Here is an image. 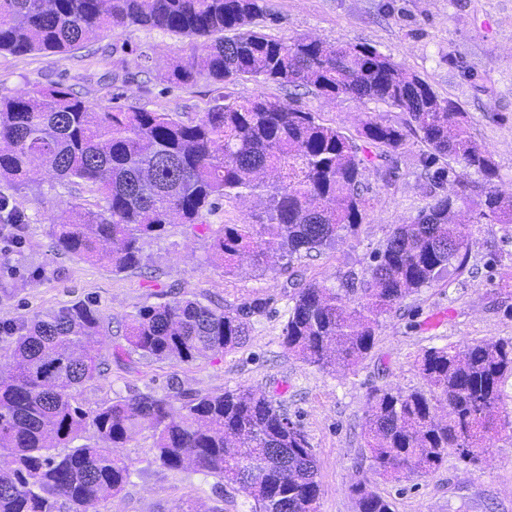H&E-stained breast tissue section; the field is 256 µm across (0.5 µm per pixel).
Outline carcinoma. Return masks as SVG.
<instances>
[{
  "mask_svg": "<svg viewBox=\"0 0 512 512\" xmlns=\"http://www.w3.org/2000/svg\"><path fill=\"white\" fill-rule=\"evenodd\" d=\"M268 0H0V52L66 54L106 29L140 26L188 38L192 63L167 75L175 87L195 75L215 82L253 80L304 88L407 115L399 126L374 117L356 133L324 124L296 101L258 94L224 95L185 122L165 112L115 106L96 111L56 84L33 95L0 98V178L21 188L40 168L59 182L100 195L98 210L74 204L50 225L55 247L122 273L142 267L145 239L171 224L206 225L219 201L257 195L255 222L226 224L211 248L224 272L245 258L261 270L276 257L287 269L302 254L335 245L363 220L362 182L408 134L429 150L423 161L450 158L483 174L488 187L451 182L409 224L398 225L372 256L369 278L342 277V288L291 282L293 305L283 344L306 362L356 365L374 345L378 317L436 281L466 267L469 225L512 224V190L493 183L494 162L462 120L418 74L364 43L290 40L255 27ZM268 302L235 306L175 299L138 308L126 318V346L115 352L189 363L242 348L250 320ZM15 346L0 355V512H89L129 481L116 449L149 430L153 460L179 470L191 462L241 492L249 512H319L318 464L298 421L249 388L171 395L137 390L89 414L79 387L104 373L99 311L82 302L38 314L9 328ZM426 388L374 386L367 393L364 440L371 471L401 483L438 469L453 451L476 462L499 426L501 385L512 377V338L429 347L418 358ZM88 426L99 442L72 446ZM65 452H59V449ZM358 512H394L367 479L350 486Z\"/></svg>",
  "mask_w": 512,
  "mask_h": 512,
  "instance_id": "carcinoma-1",
  "label": "carcinoma"
}]
</instances>
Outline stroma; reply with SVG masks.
<instances>
[{"label": "stroma", "instance_id": "stroma-1", "mask_svg": "<svg viewBox=\"0 0 512 512\" xmlns=\"http://www.w3.org/2000/svg\"><path fill=\"white\" fill-rule=\"evenodd\" d=\"M269 7L275 21L267 33L369 44L419 74L440 98L458 102L473 138L492 157L497 184L512 189V0H269ZM189 55L188 38L140 26L104 32L65 58L4 52L0 97L61 83L101 108L118 103L187 121L226 93L288 96L274 85L251 80L224 85L204 74L189 87L167 89V73ZM295 96L325 123L347 132L370 113L392 122L405 119L382 104L328 99L301 88ZM426 151L419 139L408 137L389 159L396 169L391 183L366 171L369 207L361 224L344 233L334 248L302 256L286 271H262L246 262L228 274L213 257L212 239L225 225L251 222L262 213L264 206L254 197L225 200L209 215L202 233L182 224L168 226L162 236L145 241L146 266L116 274L109 265L54 249L48 235L50 224L70 203L95 204L93 195L61 185L44 172L20 189L0 181V196L30 218L22 245L0 234V354L13 341L9 327L40 312L92 303L102 318L101 352L107 363L103 376L79 389L85 410L134 390L163 393L173 382L185 392L263 391L298 418L308 437L319 464V512H357L349 488L370 475L362 434L369 388L422 387L416 358L424 348L512 338V293L501 289L504 274L512 271V224L484 223L471 227L466 268L448 269L381 315L374 345L357 366L322 370L283 344L282 328L292 305L291 274L335 288L343 273L368 277L372 254L397 225L410 222L430 201L420 163ZM193 296L228 306L263 299L271 312L253 317L247 343L231 353L191 364L136 355L115 362L114 348L123 341L128 313ZM499 415L504 426L482 462L467 464L451 455L436 471L413 477L405 493L377 476H370L372 490L392 500L394 512H512V377L502 385ZM152 445L147 430L126 442L120 454L131 465V477L118 496L98 503L99 512H178L188 499L195 512H248L245 497L220 488L215 478L154 463Z\"/></svg>", "mask_w": 512, "mask_h": 512}]
</instances>
